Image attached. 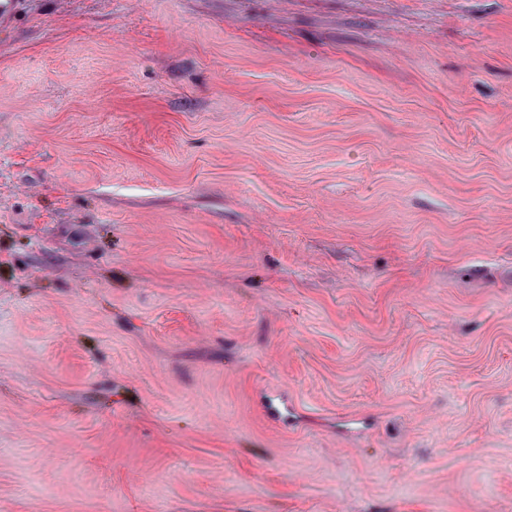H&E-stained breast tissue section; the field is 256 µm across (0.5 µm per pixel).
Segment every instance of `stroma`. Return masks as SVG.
Here are the masks:
<instances>
[{"instance_id": "stroma-1", "label": "stroma", "mask_w": 512, "mask_h": 512, "mask_svg": "<svg viewBox=\"0 0 512 512\" xmlns=\"http://www.w3.org/2000/svg\"><path fill=\"white\" fill-rule=\"evenodd\" d=\"M0 512H512V0L1 13Z\"/></svg>"}]
</instances>
